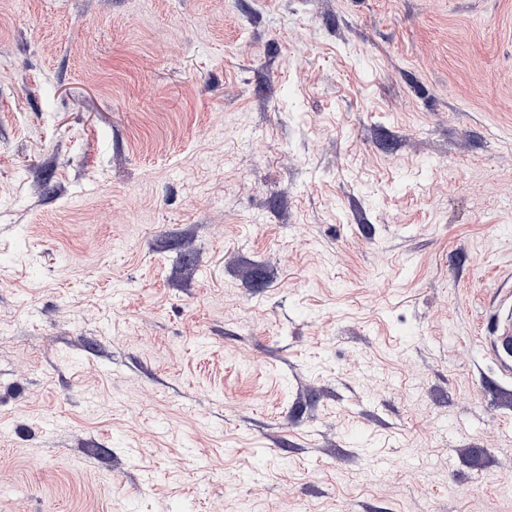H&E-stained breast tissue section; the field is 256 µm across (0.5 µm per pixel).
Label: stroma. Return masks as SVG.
<instances>
[{"mask_svg": "<svg viewBox=\"0 0 512 512\" xmlns=\"http://www.w3.org/2000/svg\"><path fill=\"white\" fill-rule=\"evenodd\" d=\"M512 0H0V512H512ZM494 356L507 371H512V294L500 301L488 336Z\"/></svg>", "mask_w": 512, "mask_h": 512, "instance_id": "stroma-1", "label": "stroma"}]
</instances>
